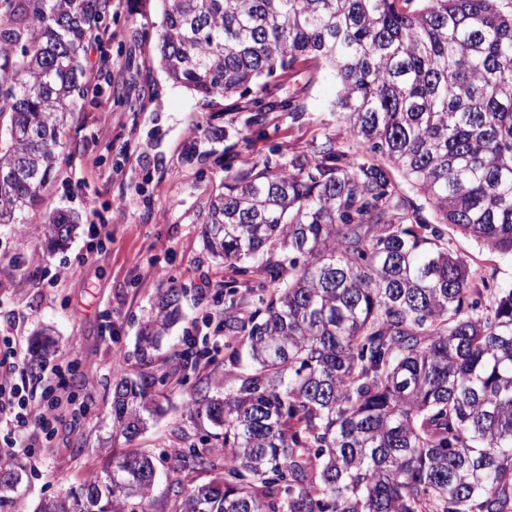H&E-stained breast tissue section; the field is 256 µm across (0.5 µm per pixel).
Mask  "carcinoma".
Returning a JSON list of instances; mask_svg holds the SVG:
<instances>
[{"instance_id": "obj_1", "label": "carcinoma", "mask_w": 512, "mask_h": 512, "mask_svg": "<svg viewBox=\"0 0 512 512\" xmlns=\"http://www.w3.org/2000/svg\"><path fill=\"white\" fill-rule=\"evenodd\" d=\"M158 64L207 106L314 62L358 157L331 139L286 163L224 165L202 216L211 255L259 307L235 315L230 388L196 414L205 484L175 512H512V287L481 290L439 225L512 257V9L504 0H160ZM108 0H0V225L20 224L88 91ZM405 181L424 200L404 194ZM78 216L40 233L67 245ZM158 292L146 357L181 317ZM155 382L119 376L112 438L159 412ZM155 457L112 449L38 512H152Z\"/></svg>"}]
</instances>
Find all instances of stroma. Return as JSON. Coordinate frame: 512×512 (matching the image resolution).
<instances>
[{
    "label": "stroma",
    "mask_w": 512,
    "mask_h": 512,
    "mask_svg": "<svg viewBox=\"0 0 512 512\" xmlns=\"http://www.w3.org/2000/svg\"><path fill=\"white\" fill-rule=\"evenodd\" d=\"M162 21L156 0H112L106 37L87 55V69L99 76L67 118L44 202L25 223L0 227V383L24 382L36 398L55 385L57 372L65 374L49 432L21 433L0 419V461L20 467L23 477L12 505L0 512H34L98 471L100 456L113 446L109 409L120 368L165 381L159 392L166 414L150 420L134 442L156 458L153 512H173L175 483L189 488L212 479L182 452L218 445L193 401L203 386L226 380L221 323L225 285L235 274L206 251L200 218L225 164L247 170L270 156L284 163L329 137L337 149L349 148L330 106L333 85L311 64L269 80L252 124L247 98L226 97L213 110L166 79L153 62ZM210 124L223 128L222 143L205 139L202 129ZM56 209L74 212L79 224L65 248L51 250L39 226ZM445 237L477 279L512 284V258L450 228ZM171 281L185 290L183 317L142 358L139 324ZM42 328L54 345L35 358L30 343ZM191 338L205 356L186 371L176 355ZM22 361L25 379L16 368Z\"/></svg>",
    "instance_id": "1"
}]
</instances>
